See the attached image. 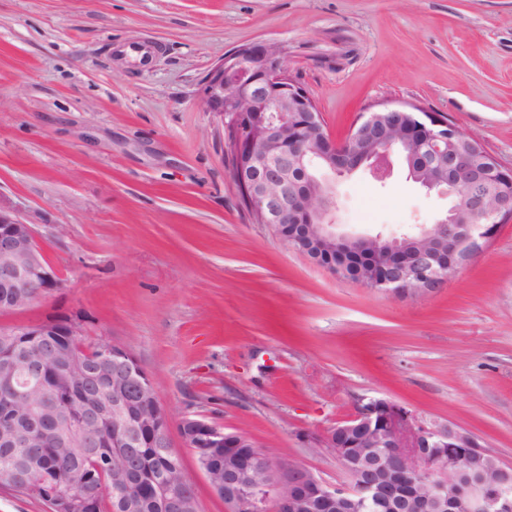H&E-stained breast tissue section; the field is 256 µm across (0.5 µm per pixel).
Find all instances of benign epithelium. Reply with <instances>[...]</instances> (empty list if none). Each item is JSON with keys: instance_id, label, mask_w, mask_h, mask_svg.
<instances>
[{"instance_id": "benign-epithelium-1", "label": "benign epithelium", "mask_w": 512, "mask_h": 512, "mask_svg": "<svg viewBox=\"0 0 512 512\" xmlns=\"http://www.w3.org/2000/svg\"><path fill=\"white\" fill-rule=\"evenodd\" d=\"M283 48L254 43L224 56L207 74L202 103L224 120L229 173L242 206L260 224L274 226L292 247L338 278L349 276L348 258L367 247L387 258L382 273L360 280L370 290L415 297L443 286L490 238L501 220L512 218V168L503 167L473 136L447 120L407 105H386L367 113L348 138L337 142L324 128L313 98L288 78ZM409 163L421 186L448 197L451 204L435 224L388 236L343 232L335 222L332 184L322 173L349 175L361 168L382 181L391 154ZM0 288H30L9 297L26 308L64 288L45 258L35 228L0 207ZM80 323L75 316H51L25 327L27 336H53L59 326ZM25 371L40 374L54 366L53 384L36 382L14 397L16 408L38 418L23 429L17 420L0 423V444L29 448L45 443L88 450L97 431L112 423L116 452L103 466L117 494L114 512H139L143 473L136 448H161L174 456L171 421L152 380L122 347L111 348L95 363L66 356L52 344L21 358ZM74 381L104 385L105 401L82 414L59 406V394ZM179 431L226 512H363L367 500L384 512H408L410 497L419 512H512V465L493 456L488 467L480 439L457 423L418 422L404 407L382 398L359 403L354 414L330 430L323 443L336 454L350 482L329 486L291 461L273 462L248 438L226 433L211 422L184 416ZM456 448L448 463L443 449ZM35 480L12 465L0 473V486ZM179 467L165 486L170 512H199L196 494L184 490ZM87 478L84 469L68 471L63 489L52 497L55 512L79 504Z\"/></svg>"}]
</instances>
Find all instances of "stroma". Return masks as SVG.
Returning a JSON list of instances; mask_svg holds the SVG:
<instances>
[{
    "label": "stroma",
    "mask_w": 512,
    "mask_h": 512,
    "mask_svg": "<svg viewBox=\"0 0 512 512\" xmlns=\"http://www.w3.org/2000/svg\"><path fill=\"white\" fill-rule=\"evenodd\" d=\"M281 44L329 134L380 103L448 119L512 168V0H0V204L62 290L0 327L79 316L153 380L199 512H225L178 429L196 415L326 483L320 440L365 398L453 420L512 464V219L442 288L336 278L241 208L201 103L227 53ZM335 220L432 224L446 197L392 156L337 179Z\"/></svg>",
    "instance_id": "obj_1"
}]
</instances>
